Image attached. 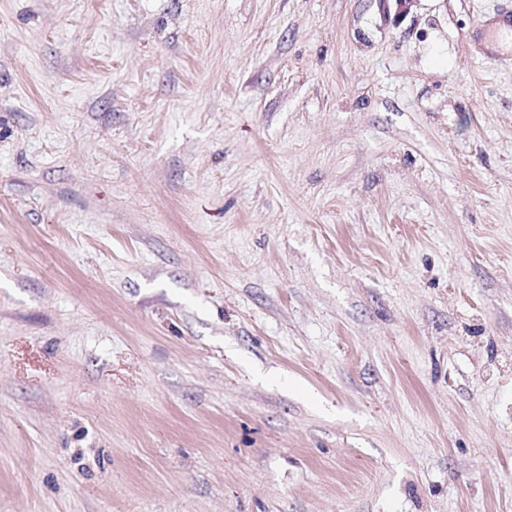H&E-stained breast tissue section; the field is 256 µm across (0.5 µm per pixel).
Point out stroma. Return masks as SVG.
Listing matches in <instances>:
<instances>
[{
	"label": "stroma",
	"instance_id": "obj_1",
	"mask_svg": "<svg viewBox=\"0 0 512 512\" xmlns=\"http://www.w3.org/2000/svg\"><path fill=\"white\" fill-rule=\"evenodd\" d=\"M512 0H0V512H512Z\"/></svg>",
	"mask_w": 512,
	"mask_h": 512
}]
</instances>
